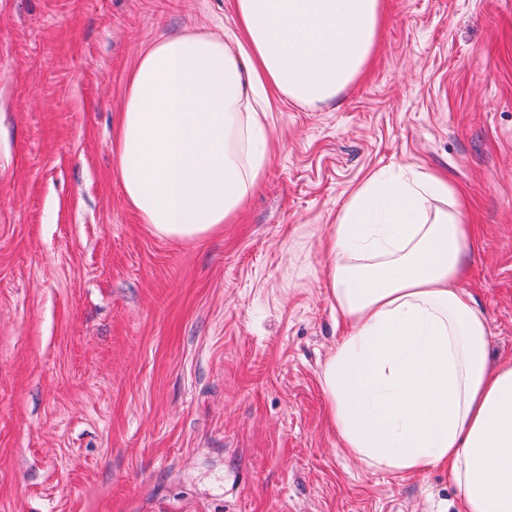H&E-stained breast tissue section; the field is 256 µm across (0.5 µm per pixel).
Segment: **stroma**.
I'll list each match as a JSON object with an SVG mask.
<instances>
[{
  "label": "stroma",
  "mask_w": 512,
  "mask_h": 512,
  "mask_svg": "<svg viewBox=\"0 0 512 512\" xmlns=\"http://www.w3.org/2000/svg\"><path fill=\"white\" fill-rule=\"evenodd\" d=\"M338 100L270 96L243 211L157 235L114 137L168 35L236 31L234 0H0V512H462L447 469L345 454L320 366L344 332L322 245L375 170L470 200L462 288L512 361V0H385Z\"/></svg>",
  "instance_id": "obj_1"
}]
</instances>
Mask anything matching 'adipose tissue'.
I'll list each match as a JSON object with an SVG mask.
<instances>
[{
    "mask_svg": "<svg viewBox=\"0 0 512 512\" xmlns=\"http://www.w3.org/2000/svg\"><path fill=\"white\" fill-rule=\"evenodd\" d=\"M232 43L176 33L143 53L116 145L129 204L193 240L233 220L270 153L268 88L322 104L364 71L382 0H235ZM465 208L446 177L369 173L336 216L325 292L349 329L320 371L343 448L398 474L447 467L463 512H512V362L459 281Z\"/></svg>",
    "mask_w": 512,
    "mask_h": 512,
    "instance_id": "adipose-tissue-1",
    "label": "adipose tissue"
}]
</instances>
